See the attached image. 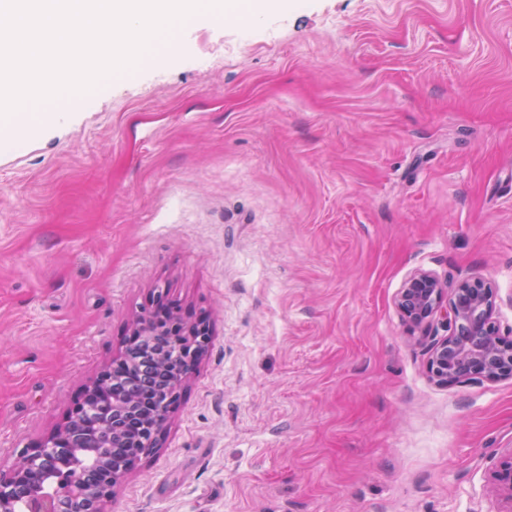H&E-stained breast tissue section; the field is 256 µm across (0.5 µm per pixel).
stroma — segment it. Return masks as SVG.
<instances>
[{
    "label": "stroma",
    "instance_id": "stroma-1",
    "mask_svg": "<svg viewBox=\"0 0 512 512\" xmlns=\"http://www.w3.org/2000/svg\"><path fill=\"white\" fill-rule=\"evenodd\" d=\"M512 331V0H272L0 137V469L129 346L209 327L104 512H500L512 379L440 385L396 296ZM154 297L157 310L164 304L165 291L156 288ZM156 310L133 321L132 336H138L148 345V353H153L156 337L165 338L169 350L174 354L173 357L179 359L188 371L177 374L172 379L174 391L158 408L153 424L147 431L132 439L133 452L142 456H145L149 449L158 448L160 437L167 427L169 413L178 398L179 389L202 357L209 338L208 327L204 322L187 323L172 312L156 313Z\"/></svg>",
    "mask_w": 512,
    "mask_h": 512
}]
</instances>
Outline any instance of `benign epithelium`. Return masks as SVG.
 Masks as SVG:
<instances>
[{
    "mask_svg": "<svg viewBox=\"0 0 512 512\" xmlns=\"http://www.w3.org/2000/svg\"><path fill=\"white\" fill-rule=\"evenodd\" d=\"M495 299L494 284L483 277L462 281L449 301L444 300L443 287L431 273L416 272L406 280L396 298L403 319L412 327L427 328L436 316L442 315L451 330L447 337L433 338L428 345L427 369L437 382L446 385L464 378L512 379V337L501 334L494 319ZM132 335L148 345L149 353L153 352L156 337L165 338L170 352L188 369L172 379L174 391L158 408L153 424L132 439L133 452L144 455L158 447L179 389L204 353L208 327L202 321L187 323L172 312L152 311L133 321ZM110 374L109 367L86 385L84 397L105 395ZM82 417L80 403L67 421L46 438L44 446L22 456L9 471H0V512H15L19 502L24 503L25 512H61L59 496L46 487L51 472L39 469L47 448H75L79 454L92 455L104 467L93 481L84 478L83 470L74 468L69 477L72 498L103 503L112 497L124 474L107 469L111 443L99 432L89 431L79 438L72 435L73 423ZM495 480L512 502V459L495 471Z\"/></svg>",
    "mask_w": 512,
    "mask_h": 512,
    "instance_id": "7a95c632",
    "label": "benign epithelium"
}]
</instances>
